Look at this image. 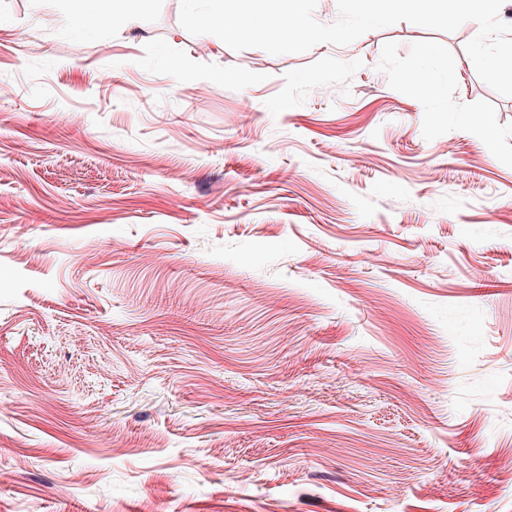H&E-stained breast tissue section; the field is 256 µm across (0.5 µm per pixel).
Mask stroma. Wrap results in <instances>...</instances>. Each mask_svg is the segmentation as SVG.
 Listing matches in <instances>:
<instances>
[{
	"label": "stroma",
	"mask_w": 512,
	"mask_h": 512,
	"mask_svg": "<svg viewBox=\"0 0 512 512\" xmlns=\"http://www.w3.org/2000/svg\"><path fill=\"white\" fill-rule=\"evenodd\" d=\"M179 13L0 0V512H512L477 24L273 56ZM135 0H103L104 8L101 14L94 18L95 24L112 22L113 18H126L134 13Z\"/></svg>",
	"instance_id": "35a3bbf8"
}]
</instances>
